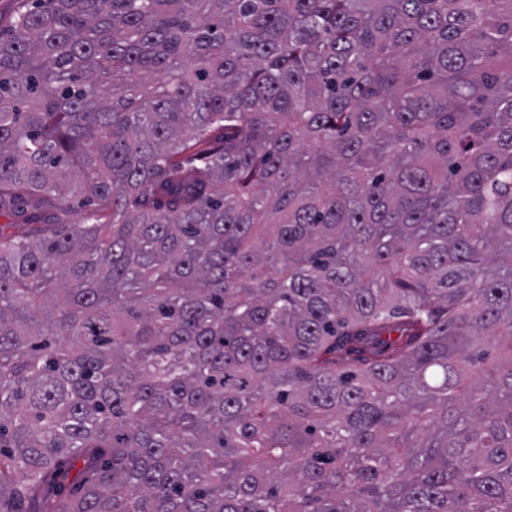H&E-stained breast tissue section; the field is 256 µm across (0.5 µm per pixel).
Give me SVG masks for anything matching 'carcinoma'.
I'll return each mask as SVG.
<instances>
[{
	"mask_svg": "<svg viewBox=\"0 0 512 512\" xmlns=\"http://www.w3.org/2000/svg\"><path fill=\"white\" fill-rule=\"evenodd\" d=\"M2 216L0 512H512V0H30Z\"/></svg>",
	"mask_w": 512,
	"mask_h": 512,
	"instance_id": "1",
	"label": "carcinoma"
}]
</instances>
